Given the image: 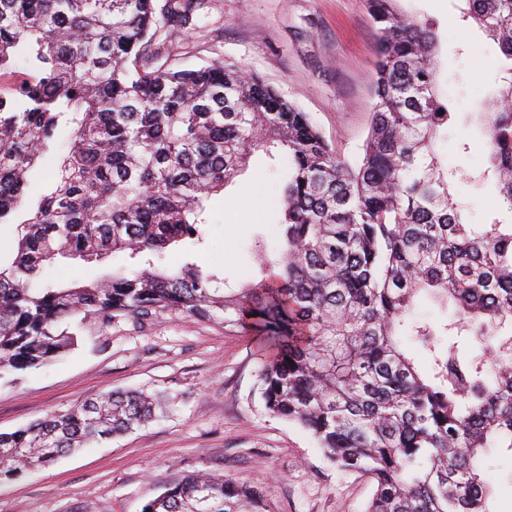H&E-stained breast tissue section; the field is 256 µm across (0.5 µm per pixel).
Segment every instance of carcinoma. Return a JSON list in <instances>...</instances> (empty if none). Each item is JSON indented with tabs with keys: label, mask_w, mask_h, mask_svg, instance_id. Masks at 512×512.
<instances>
[{
	"label": "carcinoma",
	"mask_w": 512,
	"mask_h": 512,
	"mask_svg": "<svg viewBox=\"0 0 512 512\" xmlns=\"http://www.w3.org/2000/svg\"><path fill=\"white\" fill-rule=\"evenodd\" d=\"M498 46L499 90L469 112L489 151L470 170L438 147L455 112L436 85L437 36L401 0H367L377 34L376 102L358 157L335 153L309 115L257 76L217 60L156 65L161 29L198 0H0V377L74 345L60 326L170 311L249 331L265 351L266 411L300 425L345 473L370 477L365 512H494L481 477L512 456V0H466ZM67 152L45 191L32 173ZM275 169L269 233L254 240L260 282L231 288L197 264L207 203L256 152ZM493 194L475 220L456 200ZM182 245L184 262L164 266ZM125 265L97 279L32 287L61 259ZM423 299L453 312L414 314ZM484 337L481 347L473 340ZM415 342L426 365L403 346ZM167 390L111 391L0 433V482L168 414ZM142 512H269L263 491L194 473ZM458 195L473 206V211L477 218L491 204V197L486 189L475 183H462L459 187Z\"/></svg>",
	"instance_id": "obj_1"
}]
</instances>
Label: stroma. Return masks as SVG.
I'll return each instance as SVG.
<instances>
[{
    "instance_id": "obj_1",
    "label": "stroma",
    "mask_w": 512,
    "mask_h": 512,
    "mask_svg": "<svg viewBox=\"0 0 512 512\" xmlns=\"http://www.w3.org/2000/svg\"><path fill=\"white\" fill-rule=\"evenodd\" d=\"M440 40L437 82L458 112L478 111L497 84L498 49L462 21L464 0H402ZM199 27L160 45L183 67L219 59L255 74L310 115L328 144L355 159L376 101V32L366 0H204ZM275 179L251 157L212 201L201 261L230 284L258 277L252 245L266 233ZM74 345L50 364L0 379V433L112 390L168 389L176 410L123 437L62 455L0 483V512H142L182 476L207 471L261 489L271 512H364L367 476L336 470L301 426L270 416L252 336L167 311L138 320L76 317ZM496 512H512V458L483 471Z\"/></svg>"
}]
</instances>
